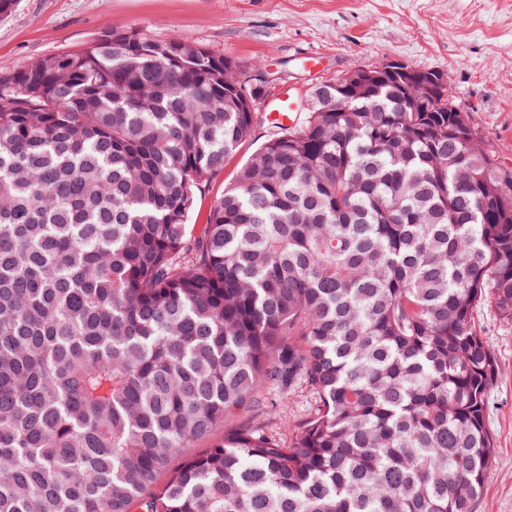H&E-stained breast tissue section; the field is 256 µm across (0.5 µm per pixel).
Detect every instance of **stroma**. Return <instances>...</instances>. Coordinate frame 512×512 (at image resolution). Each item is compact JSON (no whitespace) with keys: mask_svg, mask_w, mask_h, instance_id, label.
<instances>
[{"mask_svg":"<svg viewBox=\"0 0 512 512\" xmlns=\"http://www.w3.org/2000/svg\"><path fill=\"white\" fill-rule=\"evenodd\" d=\"M111 29L188 36L234 60L262 88L263 113L357 67L396 60L442 71L497 162L512 168V0H17L0 18V72L87 47ZM311 52L321 56L314 69L305 63ZM271 132L257 125L198 197L192 223ZM474 319L500 366L486 404L496 454L478 512H512V321L487 305Z\"/></svg>","mask_w":512,"mask_h":512,"instance_id":"stroma-1","label":"stroma"}]
</instances>
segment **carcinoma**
<instances>
[{"mask_svg":"<svg viewBox=\"0 0 512 512\" xmlns=\"http://www.w3.org/2000/svg\"><path fill=\"white\" fill-rule=\"evenodd\" d=\"M224 60L108 31L0 73V512H477L512 180L448 88L338 76L192 227L260 122ZM276 397L278 401V414L275 419L272 420V427L275 431L284 434L282 437L284 440H288L289 433L286 432V426L292 425L308 413V410L313 404V400L304 388L298 387L287 396L280 398Z\"/></svg>","mask_w":512,"mask_h":512,"instance_id":"1","label":"carcinoma"}]
</instances>
